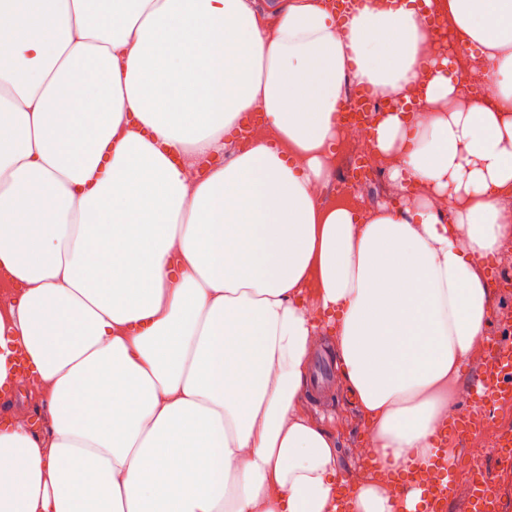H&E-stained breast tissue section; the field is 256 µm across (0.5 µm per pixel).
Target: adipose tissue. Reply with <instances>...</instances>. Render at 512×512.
I'll return each instance as SVG.
<instances>
[{
  "instance_id": "obj_1",
  "label": "adipose tissue",
  "mask_w": 512,
  "mask_h": 512,
  "mask_svg": "<svg viewBox=\"0 0 512 512\" xmlns=\"http://www.w3.org/2000/svg\"><path fill=\"white\" fill-rule=\"evenodd\" d=\"M349 82L419 90L371 143L402 207L313 193ZM510 191L512 0H0V389L22 352L44 421L0 429V512H336V440L300 406L328 329L374 455L429 465Z\"/></svg>"
}]
</instances>
